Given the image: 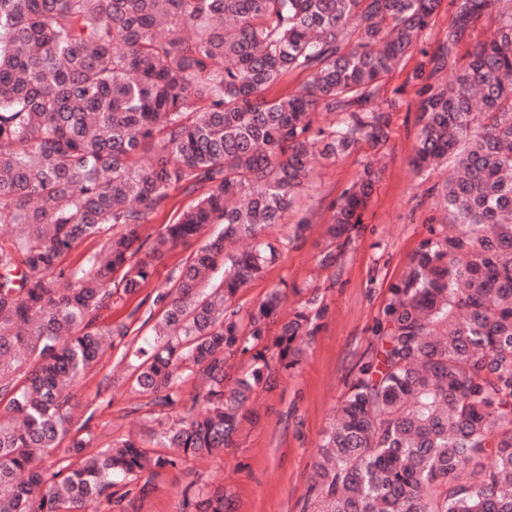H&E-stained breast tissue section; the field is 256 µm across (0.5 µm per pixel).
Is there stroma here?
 <instances>
[{
  "mask_svg": "<svg viewBox=\"0 0 512 512\" xmlns=\"http://www.w3.org/2000/svg\"><path fill=\"white\" fill-rule=\"evenodd\" d=\"M451 21V11L440 6L431 28L386 83L383 97L398 100L390 113L387 140L361 142L334 163L316 166L287 223L267 231L269 237L285 241L281 258L236 296L237 306L245 310L273 287L287 285L288 298L270 325L275 336L305 303L320 310L300 363L278 372L272 388L259 393L253 423L244 424L230 448L161 471L153 479V491L134 512H185V490L192 484L230 488L228 512H303L319 446L346 382L377 347L376 325L390 297L389 286L404 273L433 225L444 218L438 191L448 164L418 172L410 157L418 131L415 90L426 79L429 57ZM368 165L377 178L361 222L351 241L337 249L335 262L323 263L332 206ZM306 210L312 213L310 227L295 237L294 226ZM197 247L191 240L156 260L155 274L141 292L102 311L100 322L114 326L131 321L139 326L140 337H153L160 312L142 299L169 287ZM125 352L122 346L109 351L72 389L77 408L71 426L90 437V451L138 435L154 422V414L140 407L130 385L112 380Z\"/></svg>",
  "mask_w": 512,
  "mask_h": 512,
  "instance_id": "stroma-1",
  "label": "stroma"
}]
</instances>
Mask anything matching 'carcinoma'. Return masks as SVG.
<instances>
[{"mask_svg":"<svg viewBox=\"0 0 512 512\" xmlns=\"http://www.w3.org/2000/svg\"><path fill=\"white\" fill-rule=\"evenodd\" d=\"M440 4L0 0V512L120 507L128 485L144 495L160 471L232 445L263 378L296 366L313 335L304 306L268 336L286 285L235 306L281 256L265 232L288 219L313 160L387 139L398 101L381 90ZM448 8L415 92L410 159L421 171L455 157L445 223L391 286L380 349L347 382L304 512H512V0ZM482 18L495 28L459 67ZM294 72L306 75L297 92L266 96ZM322 112L339 121L315 125ZM372 176L365 167L334 204L323 262L350 240ZM179 188L203 193L142 235ZM212 224L222 231L153 297L161 319L129 376L148 405L181 408L178 423L95 453L79 436L61 447L70 388L135 333L100 312ZM104 232L88 268L63 265ZM189 378L200 389L187 396ZM228 500L199 487L185 505L226 512Z\"/></svg>","mask_w":512,"mask_h":512,"instance_id":"carcinoma-1","label":"carcinoma"}]
</instances>
